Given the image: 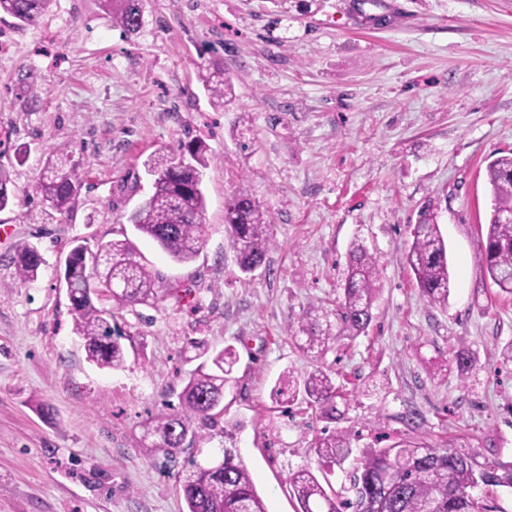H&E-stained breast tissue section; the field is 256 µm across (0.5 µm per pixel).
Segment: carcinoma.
<instances>
[{
    "instance_id": "carcinoma-1",
    "label": "carcinoma",
    "mask_w": 512,
    "mask_h": 512,
    "mask_svg": "<svg viewBox=\"0 0 512 512\" xmlns=\"http://www.w3.org/2000/svg\"><path fill=\"white\" fill-rule=\"evenodd\" d=\"M51 0H0L3 12L24 25L36 23ZM112 27L136 35L142 27L141 0H113ZM199 79L217 108L233 103L232 85L224 66L209 61L201 66ZM207 147L191 140L178 146L190 165L171 169L172 153L159 150L144 167L155 177L151 191L125 214L126 222L152 239L178 262L196 258L203 247V216L206 199L199 175L206 166ZM487 181L493 197L488 230L480 244L489 279L500 292L512 295V154L500 156L487 166ZM81 189L76 165L69 154L50 155L39 181L32 188L39 198L38 222L50 224L69 214ZM16 193L8 172L0 167V211L13 204ZM224 223L236 264L244 278L262 267L271 246L268 217L256 199L235 192L224 202ZM407 263L421 296L430 305H448L452 280L448 252L439 225L424 217L411 231ZM44 259L37 245L25 243L13 258L19 279L33 281ZM62 278L70 288L69 300L74 333L85 341L87 357L101 368L125 367L124 332L111 325L109 299L119 308L149 304L157 298L155 277L135 247L126 239L96 244L90 249L79 242L64 259ZM381 264L359 240L351 242L343 296L336 307V323L318 307L306 311L298 331L291 334L296 348L320 359L332 348L337 335L351 337L370 326L372 306L379 294ZM205 361L191 373L179 394L176 409L147 420L143 428L152 438L146 451L162 452L168 458L183 448L197 429L212 428L224 414V390L232 381L236 363L232 347L212 355L200 350ZM476 354L459 349L444 364L464 378L474 368ZM288 384V401L297 398L322 419L343 417L337 400L347 393L327 372L317 369L298 380L288 376L275 384L276 396ZM347 431L323 430L309 451L317 457L322 477L339 468L345 473L340 489H326L319 477L304 467L288 474V485L299 503L298 512H506L497 504L498 488L512 489V465L481 462L475 453L439 448L418 440L401 439L382 448L352 446ZM182 480L185 512H266L251 475L232 449L224 447L218 459L193 457Z\"/></svg>"
}]
</instances>
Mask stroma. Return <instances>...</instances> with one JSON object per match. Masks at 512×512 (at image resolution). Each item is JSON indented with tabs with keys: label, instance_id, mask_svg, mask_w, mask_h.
Returning a JSON list of instances; mask_svg holds the SVG:
<instances>
[{
	"label": "stroma",
	"instance_id": "1",
	"mask_svg": "<svg viewBox=\"0 0 512 512\" xmlns=\"http://www.w3.org/2000/svg\"><path fill=\"white\" fill-rule=\"evenodd\" d=\"M124 37L105 0H52L32 25L0 14V153L17 191L0 211V512H185L192 448L217 453L224 427L201 431L173 462L148 454L141 424L177 404L195 344L237 354L224 393L238 454L267 512H296L288 474L316 466L313 410L272 400L280 374L344 377L337 427L359 447L404 434L512 462V299L480 257L492 197L486 167L512 152V0H143ZM220 61L236 97L212 106L198 79ZM37 77L32 99L16 81ZM203 141L204 244L177 263L124 215L148 189L142 163ZM29 148L24 163L13 155ZM71 153L82 188L71 213L30 223L29 195L49 154ZM138 192H131V185ZM253 194L268 215L266 265L243 280L224 200ZM430 213L448 246L453 290L428 304L406 264ZM130 237L160 288L115 311L126 366L90 363L73 332L59 259L75 239ZM381 255L366 334L337 337L320 359L290 338L311 306L335 310L347 251ZM37 244L45 262L21 283L11 258ZM476 351L467 379L430 378L427 361Z\"/></svg>",
	"mask_w": 512,
	"mask_h": 512
}]
</instances>
